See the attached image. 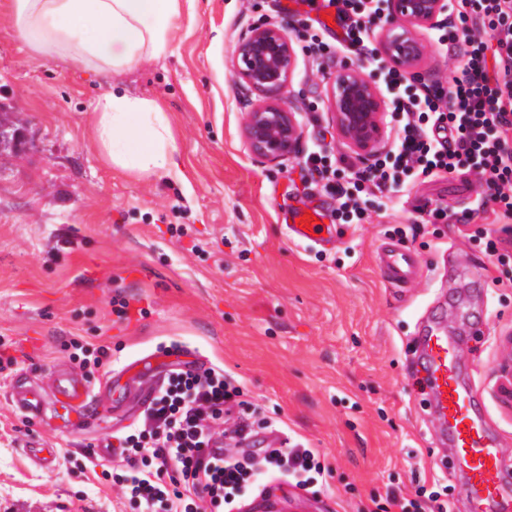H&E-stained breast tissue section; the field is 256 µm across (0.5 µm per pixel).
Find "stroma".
<instances>
[{"mask_svg": "<svg viewBox=\"0 0 512 512\" xmlns=\"http://www.w3.org/2000/svg\"><path fill=\"white\" fill-rule=\"evenodd\" d=\"M290 26L275 0H180L160 57L115 75L92 62L34 52L0 5V512H130L94 472L91 446L113 422L65 436L14 413V378L46 376L69 362L71 338L105 345L111 364L174 349L236 378L279 432L318 449L330 469L329 512H360L371 495H410L444 479L437 445L408 386L416 322L443 293L486 288L489 333L470 339L489 411L512 446V375L496 335L512 329V288L495 284L488 259L454 224H431L423 201L461 210L484 190L478 174L437 178L391 193L363 224H347L322 253L290 242L283 187L301 190L298 158L268 163L247 145L244 117L264 95L233 78L235 46L254 23ZM437 30L421 31L420 78L460 75ZM334 69L298 51L279 97L300 123L299 150L327 133L335 155H353L327 105ZM120 87L157 101L171 123L174 163L149 175L110 166L92 142L100 97ZM419 225L408 247L419 279L391 286L374 258L394 227ZM126 302L117 316L112 299ZM58 451L36 466L30 440Z\"/></svg>", "mask_w": 512, "mask_h": 512, "instance_id": "stroma-1", "label": "stroma"}]
</instances>
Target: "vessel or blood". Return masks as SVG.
Returning <instances> with one entry per match:
<instances>
[{
  "mask_svg": "<svg viewBox=\"0 0 512 512\" xmlns=\"http://www.w3.org/2000/svg\"><path fill=\"white\" fill-rule=\"evenodd\" d=\"M312 212L316 222L305 227L302 218ZM325 208L309 205L303 197L289 204L284 221L290 241L324 250L342 238L340 225L327 221ZM375 261L386 280L397 287L419 274L414 252L385 241L375 251ZM448 315L435 312L417 328L415 359L409 378L421 381L418 408L437 436L438 460L444 471L463 480L465 512H512V453L490 418L483 412L480 386L464 378L461 362L469 347L466 337L450 334ZM9 401L29 419L63 434L86 428L94 413L111 409V386L92 388L75 368L59 365L40 379L14 380ZM289 504L264 491L246 503L242 512H289Z\"/></svg>",
  "mask_w": 512,
  "mask_h": 512,
  "instance_id": "vessel-or-blood-1",
  "label": "vessel or blood"
}]
</instances>
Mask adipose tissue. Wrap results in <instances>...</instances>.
Segmentation results:
<instances>
[{
    "label": "adipose tissue",
    "mask_w": 512,
    "mask_h": 512,
    "mask_svg": "<svg viewBox=\"0 0 512 512\" xmlns=\"http://www.w3.org/2000/svg\"><path fill=\"white\" fill-rule=\"evenodd\" d=\"M33 49L63 51L72 63L98 62L112 73L168 50L179 0H6ZM94 142L107 162L144 175L165 168L174 140L162 107L112 91L96 105Z\"/></svg>",
    "instance_id": "1"
}]
</instances>
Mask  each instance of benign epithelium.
I'll list each match as a JSON object with an SVG mask.
<instances>
[{"mask_svg": "<svg viewBox=\"0 0 512 512\" xmlns=\"http://www.w3.org/2000/svg\"><path fill=\"white\" fill-rule=\"evenodd\" d=\"M389 22L379 33L381 50L390 63L416 73L425 45L415 29H430L448 11V0H390ZM296 51L286 29L259 22L243 34L235 48L236 81L270 97L245 115L244 130L250 151L277 163L293 156L301 130L296 113L273 94L290 82ZM334 121L340 135L357 151L368 153L382 135L384 105L373 85L350 69L336 73L331 83Z\"/></svg>", "mask_w": 512, "mask_h": 512, "instance_id": "obj_1", "label": "benign epithelium"}]
</instances>
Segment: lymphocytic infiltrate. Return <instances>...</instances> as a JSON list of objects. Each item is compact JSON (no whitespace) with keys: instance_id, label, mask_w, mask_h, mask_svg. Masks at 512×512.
I'll return each instance as SVG.
<instances>
[{"instance_id":"lymphocytic-infiltrate-1","label":"lymphocytic infiltrate","mask_w":512,"mask_h":512,"mask_svg":"<svg viewBox=\"0 0 512 512\" xmlns=\"http://www.w3.org/2000/svg\"><path fill=\"white\" fill-rule=\"evenodd\" d=\"M336 13L342 37L311 17L295 16L292 29L317 65L337 56L368 62L388 94L398 130L392 146L357 165L314 146L303 157V185H315L344 223L364 221L381 194L467 169L485 191L456 221L492 264L510 269L512 283V0H452L438 43L463 63L462 75L441 82H412L376 44L388 18V0H323ZM492 213L500 228L474 224ZM257 407L223 370H174L142 420L112 449L120 466L102 476L120 487L137 512H237L249 494L277 479L323 493L328 467L317 449L290 439L279 448L249 442L274 425L257 419ZM452 486L418 485L408 496L388 491L374 512H449Z\"/></svg>"}]
</instances>
